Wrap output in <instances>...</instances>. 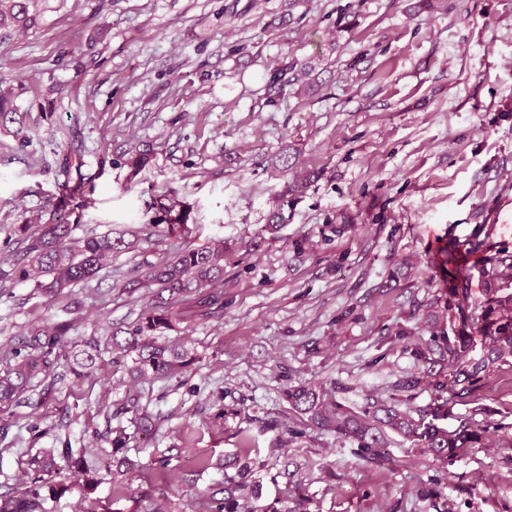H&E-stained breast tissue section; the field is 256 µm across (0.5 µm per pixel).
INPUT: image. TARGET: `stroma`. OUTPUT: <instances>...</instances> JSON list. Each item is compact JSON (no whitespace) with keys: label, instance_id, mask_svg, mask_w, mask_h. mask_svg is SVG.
Here are the masks:
<instances>
[{"label":"stroma","instance_id":"stroma-1","mask_svg":"<svg viewBox=\"0 0 512 512\" xmlns=\"http://www.w3.org/2000/svg\"><path fill=\"white\" fill-rule=\"evenodd\" d=\"M37 24L0 42V84L19 123L0 124V263L22 224L46 222L61 184L87 192L77 234L127 233L58 298L0 287V362L29 327L72 319L106 335L146 309L124 286L185 247L224 246V310L179 313L166 342L183 373L133 380L103 361L83 380L35 384L0 410V494L34 460L88 449V478L45 512H204L224 475L250 463L262 504L300 512H512V364L463 399L436 391L412 351L448 296V249L512 251V0H41ZM286 85L269 83L274 70ZM148 152L135 169L124 153ZM315 178L301 193L300 172ZM191 232L160 237L164 205ZM287 224L265 231L276 204ZM258 249H250L252 241ZM421 377L411 390L399 383ZM313 386L341 411L452 408L482 444L440 461L397 433L386 459L308 425L284 391ZM155 431L111 474L108 432Z\"/></svg>","mask_w":512,"mask_h":512}]
</instances>
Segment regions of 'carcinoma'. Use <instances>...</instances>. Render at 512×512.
Wrapping results in <instances>:
<instances>
[{
    "mask_svg": "<svg viewBox=\"0 0 512 512\" xmlns=\"http://www.w3.org/2000/svg\"><path fill=\"white\" fill-rule=\"evenodd\" d=\"M37 2L0 0V33L10 36L32 28L38 18ZM78 197L80 202L70 207H56L49 221L38 225L32 233L28 225H21L26 242L23 254L10 270L0 269L1 281H31L42 294L58 297L67 289L92 280L112 254L138 248L137 240H127L122 235L75 236V225L69 222V216L74 209L88 204L83 194ZM185 219L182 210L168 218V224L162 228L163 236H187L189 227ZM478 273L481 288L474 291L470 288L472 274L466 269L458 271L460 278L448 288L446 305L432 315L437 336L430 344L414 350L415 357L426 365L448 364V378L435 379L434 387L461 397L470 394L481 374L512 359V253L501 250L488 256ZM134 287L148 289L147 310L127 328L109 330L106 340L120 350L138 352L131 367V373L138 378L150 373L177 374L191 363L188 351L159 344L157 338L172 327L173 308L179 303L186 305V312L193 316H207L224 309V244L205 249L187 247L171 259L150 264L144 278ZM74 327L75 320L71 319L29 329L22 348L13 353L16 363L0 373L1 405L14 402L33 378L57 377L62 365L78 377L96 367L101 346L96 336L73 343L75 347H84V361L74 364L71 355H61ZM286 398L292 409L310 423L349 432L358 440L365 457L376 463L384 461L380 448L385 427L419 442L440 460L458 457L463 449L482 442L487 433V428L478 429L466 420L448 430L394 407L384 409V417L372 424L358 415L329 407L316 390L303 385L288 388ZM65 453L67 470L74 472L85 465L87 449L67 448ZM249 470L251 466L246 463L236 475H224L222 486L208 498V512H295L286 500L280 508L257 504L261 491L245 482ZM45 473L61 474L52 456L39 461L22 496L0 495V512H43L40 490Z\"/></svg>",
    "mask_w": 512,
    "mask_h": 512,
    "instance_id": "1",
    "label": "carcinoma"
}]
</instances>
